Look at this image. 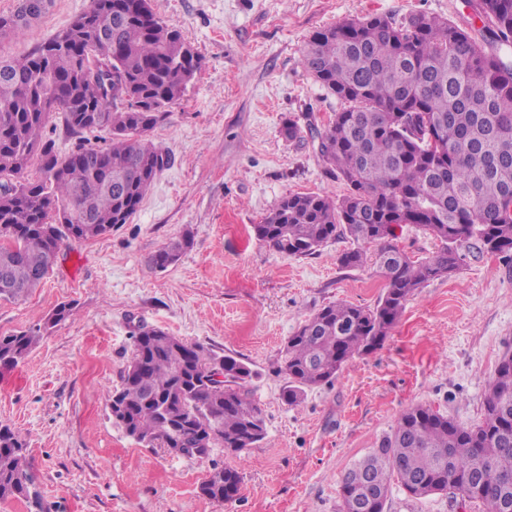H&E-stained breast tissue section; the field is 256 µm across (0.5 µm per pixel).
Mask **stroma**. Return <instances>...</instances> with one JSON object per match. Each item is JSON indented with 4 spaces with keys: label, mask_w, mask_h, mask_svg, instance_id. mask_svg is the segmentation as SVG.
I'll use <instances>...</instances> for the list:
<instances>
[{
    "label": "stroma",
    "mask_w": 512,
    "mask_h": 512,
    "mask_svg": "<svg viewBox=\"0 0 512 512\" xmlns=\"http://www.w3.org/2000/svg\"><path fill=\"white\" fill-rule=\"evenodd\" d=\"M90 5L53 0L24 37L0 41V57L28 54ZM152 8L201 61L149 134L172 162L126 224L67 244L37 288L0 300V336L36 326L60 303L75 307L25 360L0 367V424L26 440L44 512H338L341 476L408 407L430 406L463 426L481 421L487 382L512 349V261L471 250L459 274L409 298L380 349L288 405L278 371L288 336L324 306H374L384 288L373 265L339 268L348 239L292 258L255 236V224L288 195L345 192L307 135L343 104L302 67V51L315 31L346 18L426 13L466 28L480 22L469 0H152ZM291 120L301 138L284 136ZM184 235L191 246L178 262L150 265ZM141 324L247 363L264 439L239 455L218 448L197 459L127 437L112 420L109 393ZM216 467L243 475L232 502L200 493ZM387 512L478 509L395 485Z\"/></svg>",
    "instance_id": "35a3bbf8"
}]
</instances>
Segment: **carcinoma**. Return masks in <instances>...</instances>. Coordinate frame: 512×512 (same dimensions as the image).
Wrapping results in <instances>:
<instances>
[{
	"label": "carcinoma",
	"instance_id": "obj_1",
	"mask_svg": "<svg viewBox=\"0 0 512 512\" xmlns=\"http://www.w3.org/2000/svg\"><path fill=\"white\" fill-rule=\"evenodd\" d=\"M52 0H18L0 15V40L19 38ZM482 27L472 32L438 16L347 19L320 29L301 57L307 72L347 103L315 134L317 151L346 193L332 199L293 194L254 226L258 240L291 257L316 254L332 237L353 248L345 269L372 262L384 279L372 307L325 306L285 341L283 398L328 384L356 356L379 349L405 303L424 284L450 278L474 241L512 259V0H473ZM178 28L151 0H92L67 27L18 59H0V300H18L49 274L69 241L91 240L127 223L171 156L148 139L200 69L184 57ZM61 115L78 135L61 154L45 128ZM108 131L89 147L86 133ZM38 158V176L29 175ZM407 225L439 242L414 260L397 244ZM184 236L156 252L152 265L176 263ZM374 251H369V248ZM74 315L57 306L43 327L0 336V365L23 361L51 328ZM224 368V386L208 371ZM251 369L165 331L141 326L114 392L126 416L116 421L137 443L214 448L239 454L265 437L260 407L245 388ZM512 353L488 383L484 418L465 427L431 407L407 408L377 448L340 480V512H386L391 481L415 498L452 491L485 512H512ZM243 477L211 472L200 485L226 503ZM27 500L42 512L25 442L0 425V500Z\"/></svg>",
	"mask_w": 512,
	"mask_h": 512
}]
</instances>
